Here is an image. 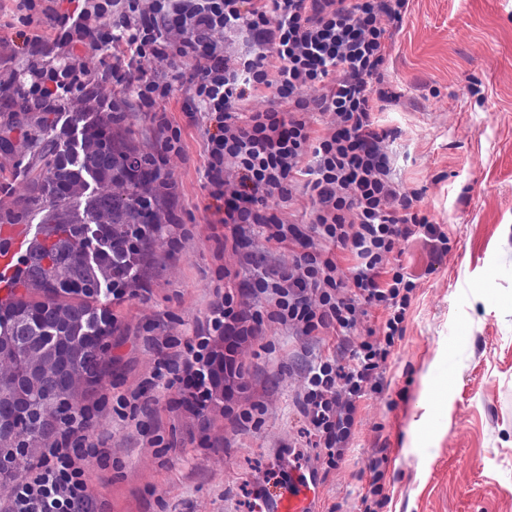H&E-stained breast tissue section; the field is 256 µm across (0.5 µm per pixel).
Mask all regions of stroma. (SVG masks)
I'll return each instance as SVG.
<instances>
[{
    "instance_id": "stroma-1",
    "label": "stroma",
    "mask_w": 512,
    "mask_h": 512,
    "mask_svg": "<svg viewBox=\"0 0 512 512\" xmlns=\"http://www.w3.org/2000/svg\"><path fill=\"white\" fill-rule=\"evenodd\" d=\"M27 0H0V79L30 64L24 37L52 46L54 31ZM390 36L374 118L386 138L391 177L417 196V210L448 240L437 250L415 228L393 251L415 283L379 386L357 403L342 460L316 447L304 413L309 368L348 363L351 349L383 338L388 313L367 307L350 332L304 335L272 320L254 289L263 272L293 265L302 247L275 244L255 230L233 242L220 225L204 177L206 133L184 74L189 61L146 57L139 67L171 86L160 105L180 150L161 153V135L124 74L101 80L113 49L77 48L90 81L87 98L57 101L53 130L79 147L87 112L119 107L122 129L142 152L161 154L170 173L168 209L178 218L157 235L142 287L98 307L117 317L106 356L112 372L90 392L99 410L89 440L102 448L88 478L97 512H266L274 495L316 470L318 512H512V0H409ZM0 151V208L31 193L23 130ZM268 206L310 235L314 251L349 271L348 251L314 236L315 202L296 182L289 202ZM261 323L239 349L247 387L232 409L212 399L188 408L171 383L189 343L207 325L218 295ZM141 395L137 413L121 398ZM381 486L377 505L367 503Z\"/></svg>"
}]
</instances>
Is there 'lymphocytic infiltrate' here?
Returning a JSON list of instances; mask_svg holds the SVG:
<instances>
[{"label": "lymphocytic infiltrate", "mask_w": 512, "mask_h": 512, "mask_svg": "<svg viewBox=\"0 0 512 512\" xmlns=\"http://www.w3.org/2000/svg\"><path fill=\"white\" fill-rule=\"evenodd\" d=\"M63 11L48 8L45 22L54 30L59 60H33L20 84L0 83V94L12 92L48 105L59 93H85L87 81L73 55L76 46L97 49L105 42L123 47L133 58L173 56L192 59L185 80L201 106L207 130L205 178L219 202L221 222L242 231L258 227L266 240L299 241L292 224L267 212L268 197L289 201L299 176L317 203L318 234L350 249L358 263L342 277L331 257L300 255L284 267L257 279L274 319L310 334L338 325L355 328L361 305L387 309L383 343L362 341L348 367L323 362L308 377L305 414L330 460L344 454L351 437L354 402L376 389L385 362L410 303L413 282L401 267L384 268V258L399 239L408 237L420 217L414 199L394 185L383 140L374 128V102L384 99L379 87L388 56L380 15L401 20L409 0H69ZM112 17V34L95 24ZM217 31L244 34V56L224 55L213 41ZM178 41H171V34ZM321 85L319 97L301 94ZM274 89L276 102L257 112L238 111L248 91ZM332 114L331 136L312 140L311 113ZM315 162L304 165L306 152ZM233 163L237 180L225 177ZM351 287L352 297L338 289ZM89 424L82 413L60 429L40 462L12 486L0 512H93L86 481L89 456L84 447Z\"/></svg>", "instance_id": "1"}]
</instances>
